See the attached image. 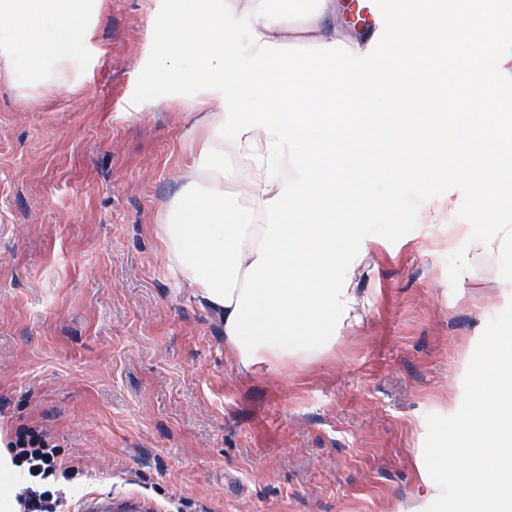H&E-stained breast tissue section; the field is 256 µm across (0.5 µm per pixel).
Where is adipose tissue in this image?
Returning a JSON list of instances; mask_svg holds the SVG:
<instances>
[{"label": "adipose tissue", "instance_id": "ef3b65f1", "mask_svg": "<svg viewBox=\"0 0 512 512\" xmlns=\"http://www.w3.org/2000/svg\"><path fill=\"white\" fill-rule=\"evenodd\" d=\"M250 21L251 49L265 41L313 45L343 41L365 52L374 28L349 34L339 19L337 0H228ZM107 0H0V76L19 80L27 98L70 94L82 86L87 52L96 41L97 22ZM173 107L204 118L191 143L193 161L154 230L168 267L195 290L200 303L228 322L244 273L257 259L255 230L265 228L264 203L284 187L267 181V136L263 129L242 135L241 147L216 137L224 122L219 93L195 100L175 98ZM512 357V333L499 337L475 385L480 401L452 439L456 448L478 446L486 452L485 471L512 475V386L495 381L503 359Z\"/></svg>", "mask_w": 512, "mask_h": 512}]
</instances>
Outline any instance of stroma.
Returning a JSON list of instances; mask_svg holds the SVG:
<instances>
[{
  "instance_id": "1",
  "label": "stroma",
  "mask_w": 512,
  "mask_h": 512,
  "mask_svg": "<svg viewBox=\"0 0 512 512\" xmlns=\"http://www.w3.org/2000/svg\"><path fill=\"white\" fill-rule=\"evenodd\" d=\"M160 5L110 0L79 93L0 79V439L43 425L75 495L154 512H400L416 450L451 438L512 330V244L467 276L424 223L368 235L333 355L240 371L153 232L195 121L132 101Z\"/></svg>"
}]
</instances>
